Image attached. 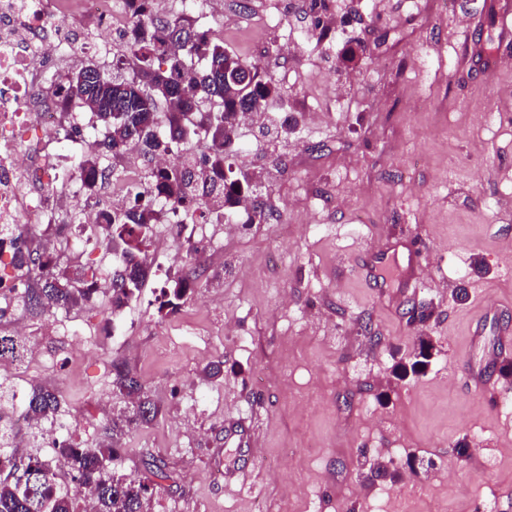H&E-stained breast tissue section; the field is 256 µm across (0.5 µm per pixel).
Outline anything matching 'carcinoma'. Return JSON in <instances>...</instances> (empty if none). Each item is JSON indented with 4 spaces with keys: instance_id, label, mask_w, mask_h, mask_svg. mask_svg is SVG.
<instances>
[{
    "instance_id": "obj_1",
    "label": "carcinoma",
    "mask_w": 512,
    "mask_h": 512,
    "mask_svg": "<svg viewBox=\"0 0 512 512\" xmlns=\"http://www.w3.org/2000/svg\"><path fill=\"white\" fill-rule=\"evenodd\" d=\"M137 24L135 36L117 60L126 75H107L86 83L87 66L65 75L68 101L92 112L104 129V152L121 156L132 146L152 155L167 152L182 157L170 168L138 174L139 186L120 210L101 212L95 224L83 222L79 206L55 215L46 224H0V249L12 253L9 268L0 267V320L16 314L78 310L99 302L103 312L118 318L138 300L152 273L148 260L153 228L172 209L209 216L224 223L233 204L228 184L234 175L228 163L238 120L280 97L271 76L257 63L224 48L200 24L203 10L183 9L165 19L154 15V0H124ZM250 73L249 80L241 75ZM79 180L88 184L115 176L100 155L81 156ZM101 251L98 259L91 258ZM196 272L167 276L157 298V314L166 318L186 303L195 287ZM110 283L100 295L98 282ZM431 345L420 343L410 365L395 366L405 377L420 372ZM26 346L9 331L0 330V364L21 366ZM112 389L129 400L130 415L105 420L100 428L110 444L90 448L68 437L55 441L56 461L15 448L10 416L23 411L29 429L43 433L41 422L54 419L57 388L34 385L17 408L0 404V469H25L12 480L0 479V512H146L157 490L156 479H169L166 463L145 461L144 478L112 472L126 432L154 422L159 407L125 362L112 360Z\"/></svg>"
}]
</instances>
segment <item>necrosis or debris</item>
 Wrapping results in <instances>:
<instances>
[{
    "label": "necrosis or debris",
    "mask_w": 512,
    "mask_h": 512,
    "mask_svg": "<svg viewBox=\"0 0 512 512\" xmlns=\"http://www.w3.org/2000/svg\"><path fill=\"white\" fill-rule=\"evenodd\" d=\"M57 0H0V224H39L61 210L47 193L63 168L51 144L67 88L63 66L92 55L109 62L113 39H130L131 18L111 0H78L80 15L96 27L70 51L68 18Z\"/></svg>",
    "instance_id": "obj_1"
}]
</instances>
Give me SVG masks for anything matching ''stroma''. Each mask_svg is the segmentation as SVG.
<instances>
[{"label": "stroma", "mask_w": 512, "mask_h": 512, "mask_svg": "<svg viewBox=\"0 0 512 512\" xmlns=\"http://www.w3.org/2000/svg\"><path fill=\"white\" fill-rule=\"evenodd\" d=\"M220 2L225 47L280 89L230 157L252 223L205 225L200 285L166 318L153 302L183 253L156 225L149 258L169 257L140 299L113 322L57 312L62 334L25 317L37 352L0 381L58 388L91 443L126 409L125 360L161 413L113 470L167 461L151 512H378L384 488L388 512H512V377L478 394L463 376L512 361V0ZM423 338L431 366L396 378Z\"/></svg>", "instance_id": "stroma-1"}]
</instances>
